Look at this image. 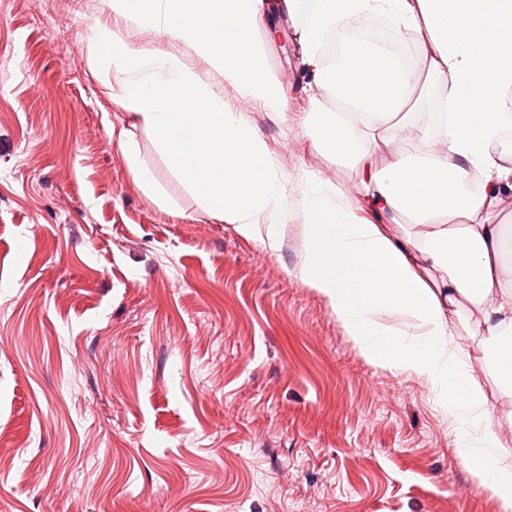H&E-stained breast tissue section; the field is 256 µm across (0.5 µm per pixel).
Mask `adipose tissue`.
<instances>
[{"mask_svg":"<svg viewBox=\"0 0 512 512\" xmlns=\"http://www.w3.org/2000/svg\"><path fill=\"white\" fill-rule=\"evenodd\" d=\"M141 29L190 45L238 94L287 117L293 99L258 41L270 12L292 29L309 75L303 96L326 97L339 112H307L314 148L362 167L358 196L312 193L299 273L324 296L337 320L374 365L426 383L459 431L457 453L473 483L512 512V441L492 423L512 395V247L498 214L512 203V0H114ZM379 12L413 26L426 73L375 45L348 42L341 64L327 66L320 46L350 17ZM88 29L116 73L134 126L149 132L170 172L211 218L277 250L288 206L275 155L257 128L172 53L131 50ZM442 84L454 107L420 121L413 100L422 75ZM419 142L395 154L393 141ZM480 194L464 195L471 173ZM421 226L401 233L399 215ZM472 338L461 345L460 333Z\"/></svg>","mask_w":512,"mask_h":512,"instance_id":"1","label":"adipose tissue"}]
</instances>
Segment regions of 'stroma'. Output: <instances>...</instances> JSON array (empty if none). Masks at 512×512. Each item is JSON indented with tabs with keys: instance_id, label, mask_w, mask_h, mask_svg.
Segmentation results:
<instances>
[{
	"instance_id": "1",
	"label": "stroma",
	"mask_w": 512,
	"mask_h": 512,
	"mask_svg": "<svg viewBox=\"0 0 512 512\" xmlns=\"http://www.w3.org/2000/svg\"><path fill=\"white\" fill-rule=\"evenodd\" d=\"M106 21L134 50L177 54L265 138L288 181L280 246L205 214L148 133L131 128L153 201L110 127ZM267 60L305 77L271 15ZM238 99L188 46L112 0H0V512H499L415 376L366 362L298 274L301 170L356 193L360 167Z\"/></svg>"
}]
</instances>
